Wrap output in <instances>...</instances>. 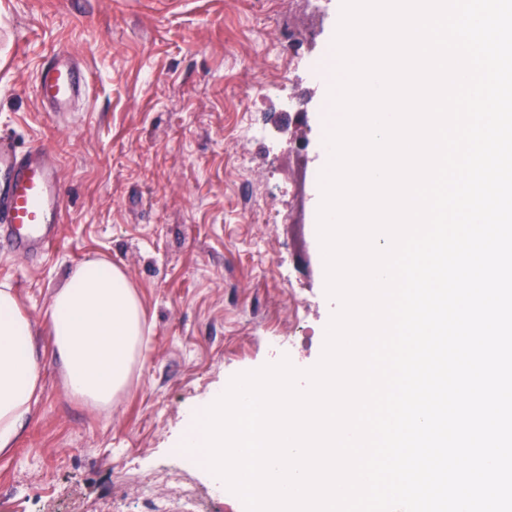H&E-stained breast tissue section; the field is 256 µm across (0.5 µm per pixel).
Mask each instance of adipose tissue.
Wrapping results in <instances>:
<instances>
[{"instance_id":"ef3b65f1","label":"adipose tissue","mask_w":512,"mask_h":512,"mask_svg":"<svg viewBox=\"0 0 512 512\" xmlns=\"http://www.w3.org/2000/svg\"><path fill=\"white\" fill-rule=\"evenodd\" d=\"M144 310L126 274L111 261L75 265L54 292L41 329V349L32 321L12 288L0 286V453L13 447L42 389V367L52 358L63 373L66 396L101 409L129 378L139 355Z\"/></svg>"}]
</instances>
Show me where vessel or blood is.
<instances>
[{"label": "vessel or blood", "mask_w": 512, "mask_h": 512, "mask_svg": "<svg viewBox=\"0 0 512 512\" xmlns=\"http://www.w3.org/2000/svg\"><path fill=\"white\" fill-rule=\"evenodd\" d=\"M88 71L60 50L41 70L36 94L46 111L69 109L86 89ZM62 213L58 165L46 151L18 152L0 136V244L27 257L56 239Z\"/></svg>", "instance_id": "b4317fda"}]
</instances>
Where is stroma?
Listing matches in <instances>:
<instances>
[{
	"label": "stroma",
	"mask_w": 512,
	"mask_h": 512,
	"mask_svg": "<svg viewBox=\"0 0 512 512\" xmlns=\"http://www.w3.org/2000/svg\"><path fill=\"white\" fill-rule=\"evenodd\" d=\"M342 0H0V135L58 161L49 251L0 248V283L42 326L69 271L99 257L143 305V355L111 408L42 390L0 454V512H245L174 448L233 376L319 361L337 310L318 238L330 48ZM90 74L66 112L35 93L52 49Z\"/></svg>",
	"instance_id": "stroma-1"
}]
</instances>
